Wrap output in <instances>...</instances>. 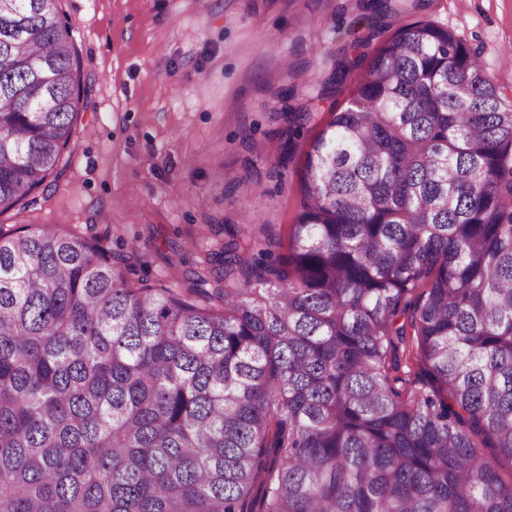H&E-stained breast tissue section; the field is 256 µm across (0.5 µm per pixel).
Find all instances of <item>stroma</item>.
I'll use <instances>...</instances> for the list:
<instances>
[{
    "label": "stroma",
    "instance_id": "obj_1",
    "mask_svg": "<svg viewBox=\"0 0 512 512\" xmlns=\"http://www.w3.org/2000/svg\"><path fill=\"white\" fill-rule=\"evenodd\" d=\"M74 27L84 86L61 170L33 205L0 212V227L51 224L98 236L113 255L139 247L128 281L187 289L224 228L257 217L288 244L299 175L312 139L346 107L321 82L369 24L357 0H60ZM373 55L402 25L430 21L477 46L493 80L512 91V0H399ZM289 91L311 118L286 162L273 120Z\"/></svg>",
    "mask_w": 512,
    "mask_h": 512
}]
</instances>
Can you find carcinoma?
<instances>
[{
  "label": "carcinoma",
  "instance_id": "cac0c4a2",
  "mask_svg": "<svg viewBox=\"0 0 512 512\" xmlns=\"http://www.w3.org/2000/svg\"><path fill=\"white\" fill-rule=\"evenodd\" d=\"M42 2L0 5L1 212L58 172L87 96ZM275 115L284 158L311 113ZM299 181L286 254L229 228L184 293L129 283L134 247L0 230V512H512V95L405 24Z\"/></svg>",
  "mask_w": 512,
  "mask_h": 512
}]
</instances>
